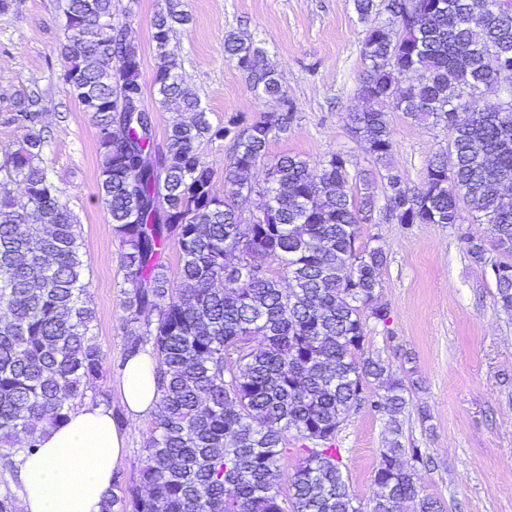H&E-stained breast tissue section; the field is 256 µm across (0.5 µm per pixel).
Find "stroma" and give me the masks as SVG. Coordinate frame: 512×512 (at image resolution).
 <instances>
[{"label": "stroma", "instance_id": "stroma-1", "mask_svg": "<svg viewBox=\"0 0 512 512\" xmlns=\"http://www.w3.org/2000/svg\"><path fill=\"white\" fill-rule=\"evenodd\" d=\"M130 10L128 35L141 55L145 103L154 108L155 142L164 144L184 112L157 108V63L151 18L164 0H114ZM189 17L176 27L169 50L184 84L199 97L213 124L250 123L277 111L257 96L246 74L224 54L228 32L250 35L297 106L286 136L270 156L298 154L317 162L341 151L368 174L377 208L385 210L381 176L350 130L348 115L369 109L358 94L366 25L350 0H180ZM57 0H13L0 13V159L15 150L21 133L3 118L39 93L50 132L49 175L79 222L85 280L97 318L93 333L107 355L100 380L111 396L112 417L125 436L118 471L123 490L138 488L151 416L130 417L121 402L123 336L127 313L121 291L122 249L97 199L99 156L88 113L57 80L63 67ZM393 130L391 168L421 186L428 160L448 149L445 132L388 110ZM387 255L380 299L388 322L367 320L364 353L390 366L393 377L416 381L400 417L405 448L421 449L430 464H414L421 495L438 498L445 512H512V312L495 302L487 267L465 252V237L489 239L485 224L364 225ZM391 438L387 419L374 408L352 411L336 434L350 490L367 501L375 490L379 454Z\"/></svg>", "mask_w": 512, "mask_h": 512}]
</instances>
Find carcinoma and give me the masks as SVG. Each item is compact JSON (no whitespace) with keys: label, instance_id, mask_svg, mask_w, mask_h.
Masks as SVG:
<instances>
[{"label":"carcinoma","instance_id":"1","mask_svg":"<svg viewBox=\"0 0 512 512\" xmlns=\"http://www.w3.org/2000/svg\"><path fill=\"white\" fill-rule=\"evenodd\" d=\"M387 18L376 21L380 2ZM371 20L361 55L359 94L377 109L349 114L350 131L386 171V215L401 224H488L491 239L466 238L467 254L487 262L488 247L512 255V88L488 109L499 77L512 69V7L490 0H353ZM64 92L89 113L99 150L97 198L122 248L127 330L123 356L152 349L159 399L144 448L131 512H443L421 496L402 457L398 416L409 388L387 377L379 357L363 356L366 318L387 322L379 303L382 248L361 241L373 221L372 185L348 192L356 164L343 152L311 166L298 155L268 159L288 133L295 105L253 41L229 33L224 52L280 111L240 127L214 125L183 88L167 52L188 21L172 0L151 20L157 52L153 93L166 110L193 113L154 147L144 103L141 58L112 0H61ZM33 95L4 117L22 132L0 164V459L12 468L50 427L91 403L110 406L101 378L106 354L92 333L96 312L83 280L77 219L49 177V134ZM448 134L411 187L389 165L393 134L385 106ZM467 118L459 119V113ZM228 140L224 194L198 144ZM266 163L271 179L253 170ZM252 193L264 221L242 225L238 199ZM175 244L177 288L163 254ZM269 258L282 268L273 275ZM490 269L501 309L512 311V270ZM387 379L383 393L366 391ZM368 404L389 418L393 439L374 471L377 491L363 504L350 492L336 432ZM302 461L280 491L288 433Z\"/></svg>","mask_w":512,"mask_h":512}]
</instances>
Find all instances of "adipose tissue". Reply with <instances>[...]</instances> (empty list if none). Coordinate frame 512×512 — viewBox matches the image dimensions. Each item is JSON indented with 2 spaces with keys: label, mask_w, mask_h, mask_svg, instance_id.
<instances>
[{
  "label": "adipose tissue",
  "mask_w": 512,
  "mask_h": 512,
  "mask_svg": "<svg viewBox=\"0 0 512 512\" xmlns=\"http://www.w3.org/2000/svg\"><path fill=\"white\" fill-rule=\"evenodd\" d=\"M154 361L141 354L126 361L122 403L133 416L151 412L158 399ZM125 440L112 411L84 405L49 428L37 451L18 458L25 512H100Z\"/></svg>",
  "instance_id": "obj_1"
}]
</instances>
